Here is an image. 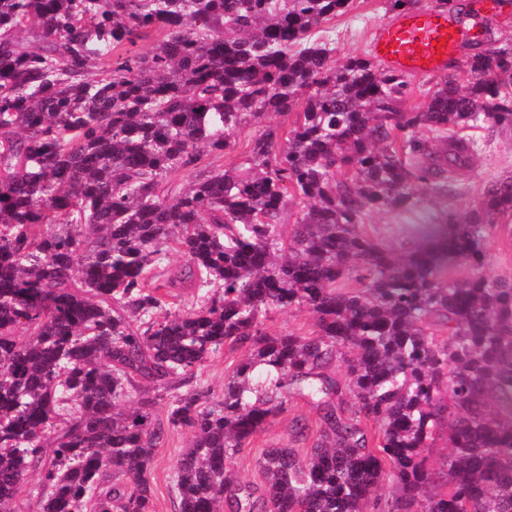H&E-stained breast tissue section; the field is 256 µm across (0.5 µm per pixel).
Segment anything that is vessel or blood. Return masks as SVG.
<instances>
[{
	"label": "vessel or blood",
	"mask_w": 512,
	"mask_h": 512,
	"mask_svg": "<svg viewBox=\"0 0 512 512\" xmlns=\"http://www.w3.org/2000/svg\"><path fill=\"white\" fill-rule=\"evenodd\" d=\"M468 36L450 11L417 8L377 25L370 49L376 61L398 73L444 77Z\"/></svg>",
	"instance_id": "vessel-or-blood-1"
}]
</instances>
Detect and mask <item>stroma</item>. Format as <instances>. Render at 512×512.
<instances>
[{"mask_svg": "<svg viewBox=\"0 0 512 512\" xmlns=\"http://www.w3.org/2000/svg\"><path fill=\"white\" fill-rule=\"evenodd\" d=\"M395 14L390 0H352L347 11L323 23L314 35L330 40L333 56L344 60L352 55H369V43L376 25L390 20ZM298 119L297 112L269 114L244 123L236 133L231 148L224 153H212L201 149V165L230 168L238 164L248 153L254 137L263 130L275 127L287 133ZM462 138L477 141L480 149L474 153L467 168L449 194L432 195L429 204L435 208L460 211L478 207L489 185L499 180L512 179V132H501L487 127L462 131ZM488 271L491 275L512 280V226L497 220L486 240ZM263 326L269 333L300 336L311 335L315 330L313 313L304 307L291 310H272L264 317ZM250 355L249 350L225 349L209 359L199 370V379L213 395H222L224 384L238 365ZM167 402H159L153 419L166 429L163 445L158 448L151 472L154 488V512H175L177 503L173 492V479L182 453L191 445L192 436L184 430L167 429ZM305 420L310 427H317L319 410L315 403L301 397H293L284 412L271 418L264 430L247 443L239 455L235 474L237 479L255 490H262L263 477L259 461L266 449L292 448L306 454L313 445V436L300 437L293 431L294 420Z\"/></svg>", "mask_w": 512, "mask_h": 512, "instance_id": "stroma-1", "label": "stroma"}]
</instances>
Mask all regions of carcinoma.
I'll return each instance as SVG.
<instances>
[{
	"label": "carcinoma",
	"mask_w": 512,
	"mask_h": 512,
	"mask_svg": "<svg viewBox=\"0 0 512 512\" xmlns=\"http://www.w3.org/2000/svg\"><path fill=\"white\" fill-rule=\"evenodd\" d=\"M349 3L0 0V512H152L163 394L193 437L177 512H254L235 460L295 395L320 410L316 439L265 453V512H512V281L485 273L491 223L441 210L434 241L398 249L362 232L447 189L472 151L458 131L512 129V46L486 38L466 90L445 78L405 111L404 75L311 40ZM299 106L238 168L169 183L247 117ZM291 198L306 206L285 241ZM483 208L511 216L512 180ZM172 247L196 307L154 273ZM301 306L315 334L265 331ZM226 346L252 357L215 398L193 379Z\"/></svg>",
	"instance_id": "obj_1"
}]
</instances>
